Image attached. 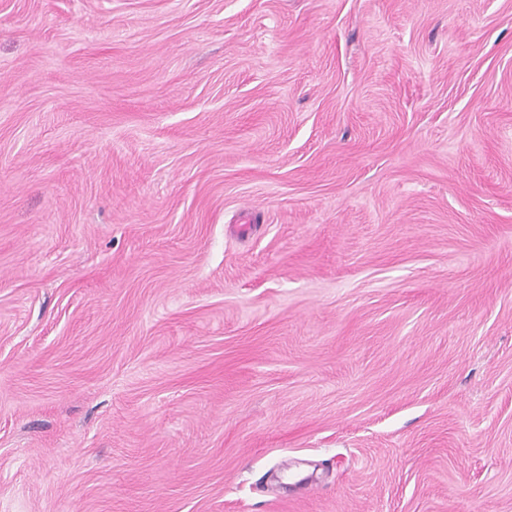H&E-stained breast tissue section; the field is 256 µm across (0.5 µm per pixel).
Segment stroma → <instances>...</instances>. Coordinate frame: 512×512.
Masks as SVG:
<instances>
[{
    "label": "stroma",
    "mask_w": 512,
    "mask_h": 512,
    "mask_svg": "<svg viewBox=\"0 0 512 512\" xmlns=\"http://www.w3.org/2000/svg\"><path fill=\"white\" fill-rule=\"evenodd\" d=\"M0 512H512V0H0Z\"/></svg>",
    "instance_id": "35a3bbf8"
}]
</instances>
